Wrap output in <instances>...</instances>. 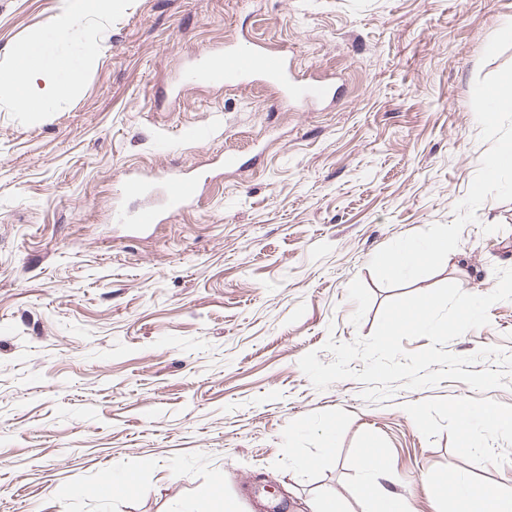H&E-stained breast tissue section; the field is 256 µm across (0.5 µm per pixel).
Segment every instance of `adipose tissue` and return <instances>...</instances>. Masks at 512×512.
I'll use <instances>...</instances> for the list:
<instances>
[{
  "mask_svg": "<svg viewBox=\"0 0 512 512\" xmlns=\"http://www.w3.org/2000/svg\"><path fill=\"white\" fill-rule=\"evenodd\" d=\"M114 2L62 0L53 26L33 32L14 48L11 64L0 67V91H8L29 112L47 111L51 105L70 98L84 65L63 50V39L82 16L111 15ZM447 251L448 237L444 234L409 242L393 253L387 270L398 280L431 257ZM456 509L457 512H512V494L491 487H472L458 492Z\"/></svg>",
  "mask_w": 512,
  "mask_h": 512,
  "instance_id": "1",
  "label": "adipose tissue"
}]
</instances>
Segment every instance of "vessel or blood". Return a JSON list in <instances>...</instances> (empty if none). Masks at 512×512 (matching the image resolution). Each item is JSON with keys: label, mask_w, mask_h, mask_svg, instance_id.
Instances as JSON below:
<instances>
[{"label": "vessel or blood", "mask_w": 512, "mask_h": 512, "mask_svg": "<svg viewBox=\"0 0 512 512\" xmlns=\"http://www.w3.org/2000/svg\"><path fill=\"white\" fill-rule=\"evenodd\" d=\"M184 79L227 86L266 81L275 86L282 102L309 108L334 100L337 92L334 78L300 77L285 53L248 38L225 43L222 51L199 55L185 71ZM163 182L170 209L187 208L199 197L196 178L172 172L164 176Z\"/></svg>", "instance_id": "vessel-or-blood-1"}]
</instances>
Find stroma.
Masks as SVG:
<instances>
[{
	"label": "stroma",
	"instance_id": "obj_1",
	"mask_svg": "<svg viewBox=\"0 0 512 512\" xmlns=\"http://www.w3.org/2000/svg\"><path fill=\"white\" fill-rule=\"evenodd\" d=\"M60 7L0 0V65ZM81 24L71 99L25 112L0 93V512H254L270 481L288 512H374L353 494L370 445L377 488L413 512H451L450 486L512 492V428L463 419L512 414V386L370 403L298 365L369 337L391 299L483 295L512 268V172L475 193L512 138V112L491 130L475 109L512 76V0H118ZM245 37L335 76L336 100L286 110L261 82L169 95L192 57ZM129 170L206 185L130 233L113 218L140 204L120 194ZM439 232L447 254L388 276L395 249ZM489 318L447 351L512 353V301ZM105 473L118 492L98 491Z\"/></svg>",
	"mask_w": 512,
	"mask_h": 512
}]
</instances>
